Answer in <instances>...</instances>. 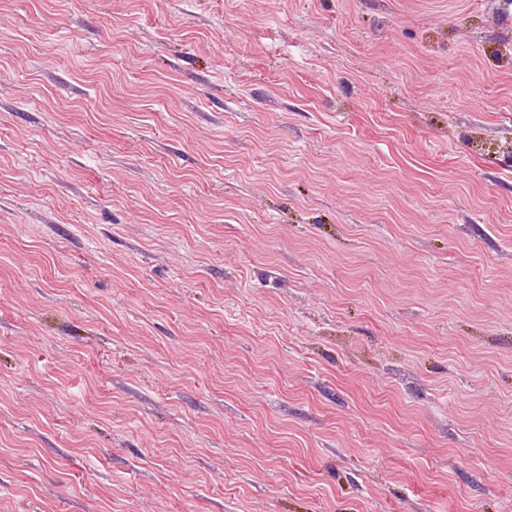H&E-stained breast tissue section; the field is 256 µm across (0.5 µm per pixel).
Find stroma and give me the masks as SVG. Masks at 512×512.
<instances>
[{"mask_svg": "<svg viewBox=\"0 0 512 512\" xmlns=\"http://www.w3.org/2000/svg\"><path fill=\"white\" fill-rule=\"evenodd\" d=\"M0 512H512V0H0Z\"/></svg>", "mask_w": 512, "mask_h": 512, "instance_id": "obj_1", "label": "stroma"}]
</instances>
